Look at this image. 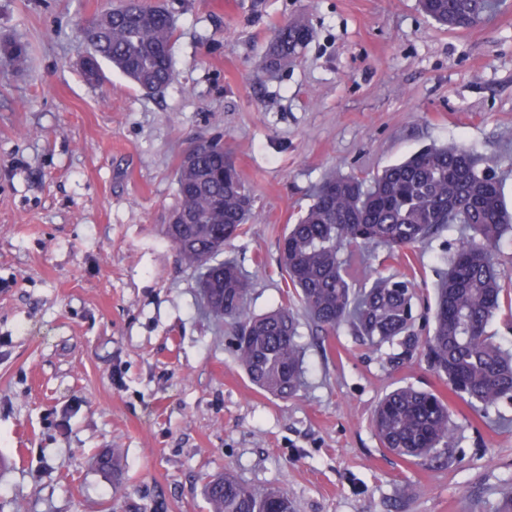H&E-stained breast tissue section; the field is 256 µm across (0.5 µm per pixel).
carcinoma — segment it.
Listing matches in <instances>:
<instances>
[{
  "label": "carcinoma",
  "instance_id": "obj_1",
  "mask_svg": "<svg viewBox=\"0 0 512 512\" xmlns=\"http://www.w3.org/2000/svg\"><path fill=\"white\" fill-rule=\"evenodd\" d=\"M419 4L426 16L450 30L471 28L492 9L490 0ZM82 36L98 72L105 59L147 92L161 91L174 78L173 19L161 4L118 0L92 19ZM311 36L300 21L277 25L267 67L294 62ZM189 152L194 154L191 163L180 161L176 171L174 212L196 223L168 224L165 235L181 263L202 270L201 288L208 293L212 315L236 327L238 359L251 382L281 398L293 397L300 391L302 370L295 313L284 305L252 315L246 305L250 283L233 261L223 258L253 216L251 191L233 160L224 156L221 139H208ZM484 164L470 149L452 144L425 148L368 178L333 173L288 228L281 256L285 288L293 289L291 296L321 330L334 332L346 324L369 344H397L406 355L418 342L414 281L377 274L370 285L354 288L352 257L383 245L393 259L443 226L465 225L471 234L459 238L438 284L426 357L454 396L486 412L512 401V352L490 332L503 308H512V294L496 265L500 241L512 232V216ZM373 428L383 447L405 458L450 454L456 445L448 402L432 390L401 386L385 394ZM204 498L208 512H292L287 494L243 483L230 473L209 480Z\"/></svg>",
  "mask_w": 512,
  "mask_h": 512
}]
</instances>
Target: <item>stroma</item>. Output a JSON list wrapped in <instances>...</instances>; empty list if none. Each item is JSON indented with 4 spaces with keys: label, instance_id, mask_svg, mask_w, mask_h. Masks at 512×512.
<instances>
[{
    "label": "stroma",
    "instance_id": "obj_1",
    "mask_svg": "<svg viewBox=\"0 0 512 512\" xmlns=\"http://www.w3.org/2000/svg\"><path fill=\"white\" fill-rule=\"evenodd\" d=\"M167 3L177 78L152 95L107 64L99 83L82 74L80 28L108 0H0V38L29 49L21 67L0 57V512H208L203 486L226 471L294 512H499L512 402L450 397L454 461L399 457L371 417L398 386L447 395L423 348L402 358L303 314L304 388L261 391L164 228L184 150L223 138L255 197L230 253L260 315L284 300L279 240L331 173L455 143L493 160L512 211V0L467 30L418 0ZM291 18L312 40L257 78ZM463 232L390 262L370 248L371 265L412 276L426 315Z\"/></svg>",
    "mask_w": 512,
    "mask_h": 512
}]
</instances>
